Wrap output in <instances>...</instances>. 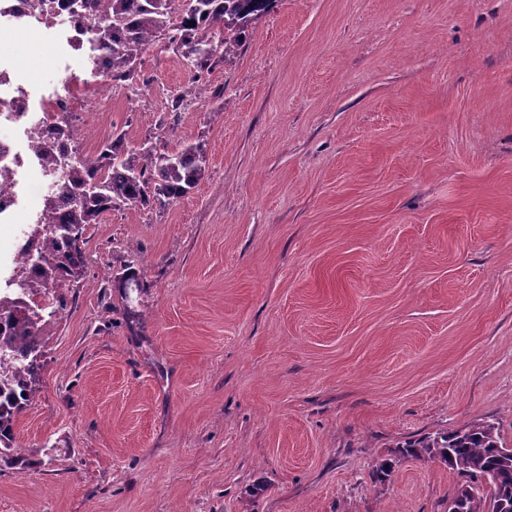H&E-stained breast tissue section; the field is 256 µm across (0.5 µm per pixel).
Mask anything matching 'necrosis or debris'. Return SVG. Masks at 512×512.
<instances>
[{
    "label": "necrosis or debris",
    "instance_id": "1",
    "mask_svg": "<svg viewBox=\"0 0 512 512\" xmlns=\"http://www.w3.org/2000/svg\"><path fill=\"white\" fill-rule=\"evenodd\" d=\"M103 18V12L86 8L84 0H0V168L10 176L0 189V224L13 227L8 246L0 249V269L7 274L0 296L12 299L18 312L32 318L63 317L65 285H38V259L50 230L44 209L25 213L22 226L14 221L30 173H37L45 193L58 187L62 169L49 168L31 142L36 139L42 149L58 151L54 125L62 114L73 112L74 100L68 89L60 88L49 95L47 109L34 111L27 81L15 64L14 41L25 28L39 27L57 42L62 55L83 58L99 89L109 93L112 75L100 65V52L89 40L90 26Z\"/></svg>",
    "mask_w": 512,
    "mask_h": 512
}]
</instances>
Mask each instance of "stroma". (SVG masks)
Segmentation results:
<instances>
[{"label": "stroma", "instance_id": "stroma-1", "mask_svg": "<svg viewBox=\"0 0 512 512\" xmlns=\"http://www.w3.org/2000/svg\"><path fill=\"white\" fill-rule=\"evenodd\" d=\"M53 55L20 35L35 102ZM69 66L77 156L207 165L84 230L0 512H448L456 472L398 448L482 420L512 448V0H277L176 115L159 47L104 108Z\"/></svg>", "mask_w": 512, "mask_h": 512}]
</instances>
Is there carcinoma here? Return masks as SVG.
<instances>
[{
	"mask_svg": "<svg viewBox=\"0 0 512 512\" xmlns=\"http://www.w3.org/2000/svg\"><path fill=\"white\" fill-rule=\"evenodd\" d=\"M277 0H89L103 8L107 21L91 26L93 45L104 48L112 81L123 87L134 79L141 51L153 45L173 50L189 61L191 85L172 99L171 111L181 110L187 95L204 91L205 79L238 46L242 33ZM61 153L44 154L45 163L64 170V181L47 197L44 209L54 235L48 240L40 266L49 282L59 277L75 280L83 264L79 241L88 224L101 215L125 207L164 206L189 192L206 168V152L200 143L185 145L177 153L133 150L125 135H111L93 159H78L79 133L55 127ZM41 355L15 373L19 391H10L13 409L0 403V462L11 456L16 415L28 405L32 384L40 370ZM404 458L428 457L443 463L461 478L457 493L464 495L459 512H504L512 506V454L504 445L495 423L488 420L455 430L427 434L401 445Z\"/></svg>",
	"mask_w": 512,
	"mask_h": 512,
	"instance_id": "carcinoma-1",
	"label": "carcinoma"
}]
</instances>
